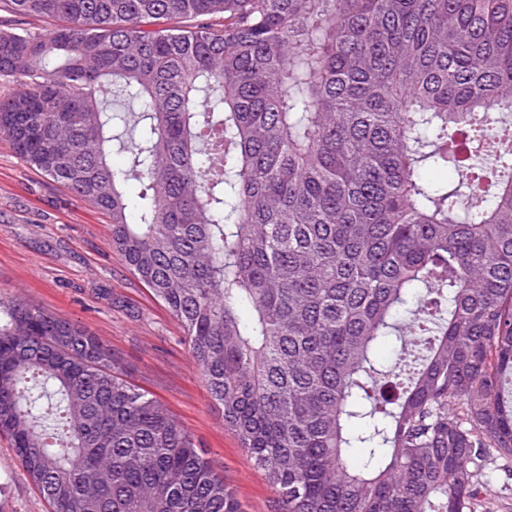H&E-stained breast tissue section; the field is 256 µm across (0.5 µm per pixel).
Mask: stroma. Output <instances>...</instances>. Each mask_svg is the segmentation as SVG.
Returning <instances> with one entry per match:
<instances>
[{
    "mask_svg": "<svg viewBox=\"0 0 512 512\" xmlns=\"http://www.w3.org/2000/svg\"><path fill=\"white\" fill-rule=\"evenodd\" d=\"M0 297L87 327L120 374L159 400L201 446L243 512H273L275 493L225 427L182 329L112 248L109 219L26 164L0 134ZM473 512H512V459L487 461ZM0 512H52L0 435Z\"/></svg>",
    "mask_w": 512,
    "mask_h": 512,
    "instance_id": "1",
    "label": "stroma"
}]
</instances>
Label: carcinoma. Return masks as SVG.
I'll list each match as a JSON object with an SVG mask.
<instances>
[{"label":"carcinoma","mask_w":512,"mask_h":512,"mask_svg":"<svg viewBox=\"0 0 512 512\" xmlns=\"http://www.w3.org/2000/svg\"><path fill=\"white\" fill-rule=\"evenodd\" d=\"M1 12L0 133L109 216L276 512H471L512 457V0ZM0 433L53 512H242L96 336L20 300L0 299Z\"/></svg>","instance_id":"carcinoma-1"}]
</instances>
